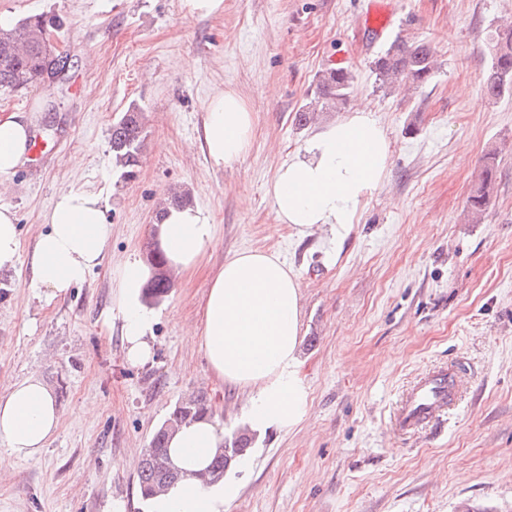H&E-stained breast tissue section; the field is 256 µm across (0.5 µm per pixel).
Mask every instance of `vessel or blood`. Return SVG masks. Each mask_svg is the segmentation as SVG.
I'll use <instances>...</instances> for the list:
<instances>
[{"instance_id":"obj_1","label":"vessel or blood","mask_w":512,"mask_h":512,"mask_svg":"<svg viewBox=\"0 0 512 512\" xmlns=\"http://www.w3.org/2000/svg\"><path fill=\"white\" fill-rule=\"evenodd\" d=\"M391 11L386 0H368L363 24L374 33L389 25ZM461 375L455 366L440 367L420 377L407 391L394 416V426L402 433H416L441 424L443 416L458 401Z\"/></svg>"}]
</instances>
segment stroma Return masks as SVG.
Returning <instances> with one entry per match:
<instances>
[{
  "label": "stroma",
  "mask_w": 512,
  "mask_h": 512,
  "mask_svg": "<svg viewBox=\"0 0 512 512\" xmlns=\"http://www.w3.org/2000/svg\"><path fill=\"white\" fill-rule=\"evenodd\" d=\"M366 0H224L202 17L181 0H0L20 21L57 14L65 80L0 88V113L30 114L47 144L39 164L5 176L0 205L21 249L70 188L102 193L112 237L105 260L66 296L29 286L25 261L0 292V394L30 376L62 412L38 455L0 473V512H146L139 462L176 402L203 394L225 431L243 398L212 378L189 333L212 271L245 249L278 251L302 288L304 421L256 438L253 466L228 512H512V94L488 100L489 38L512 0H391L393 24L372 38ZM436 51L417 90L380 85L374 59L396 38ZM355 75L345 111L367 107L391 143L379 190L360 208L336 262L318 236L276 224L266 187L309 137L296 111L333 62ZM232 89L255 119L244 159L213 169L194 145L206 100ZM143 113L134 178L112 165L110 129ZM496 181L481 223L466 200L484 158ZM187 186L215 237L201 265L158 305L153 360L127 362L111 313L110 266L146 259L158 200ZM463 368L464 396L438 429L397 434L402 392L432 365Z\"/></svg>",
  "instance_id": "1"
}]
</instances>
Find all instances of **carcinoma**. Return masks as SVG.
<instances>
[{
	"label": "carcinoma",
	"mask_w": 512,
	"mask_h": 512,
	"mask_svg": "<svg viewBox=\"0 0 512 512\" xmlns=\"http://www.w3.org/2000/svg\"><path fill=\"white\" fill-rule=\"evenodd\" d=\"M63 26L58 17L34 15L11 29H0V87L13 91L26 89L32 82L47 81L54 74L57 57L42 50L41 35L44 30L57 31ZM491 66L484 76L482 90L486 97L497 99L512 92V26L496 31L491 38ZM436 57L427 44H409L403 40L393 42L374 61L378 80L392 84L408 81L421 87L433 76ZM354 83L353 72L346 67L328 68L318 76L314 98L299 109L295 120L300 126L311 121L313 112H333L347 102ZM145 141L142 113L131 106L112 125L110 147L113 165L131 177L139 164V155ZM496 155L487 154L478 181L467 197L466 207L472 221L477 223L487 209L491 198ZM155 274L145 288L146 301H160L170 290V280L160 252L149 250ZM210 413L206 398L202 395L187 399L174 406L167 419L150 440L139 468V487L142 499H147L168 488L179 479L168 456L167 440L184 422ZM255 434L246 427L224 437V446L218 449L208 470V481L216 482L234 466L237 459L246 455Z\"/></svg>",
	"instance_id": "obj_1"
}]
</instances>
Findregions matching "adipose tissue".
Segmentation results:
<instances>
[{"mask_svg": "<svg viewBox=\"0 0 512 512\" xmlns=\"http://www.w3.org/2000/svg\"><path fill=\"white\" fill-rule=\"evenodd\" d=\"M32 122L25 115L0 114V175L28 161ZM255 120L244 99L220 90L207 100L198 145L212 167L241 161L254 137ZM391 159L383 126L358 108L315 131L282 164L269 183L276 221L301 237L320 234L329 259H336L364 202L379 188ZM45 226L28 255L30 285L50 297L83 283L105 256L112 228L101 194L82 189L60 192L43 213ZM215 233L209 215L197 207L172 208L154 227L158 246L175 274L193 272ZM151 265L129 258L114 266L112 308L120 319L125 357L134 365L154 356L156 310L142 299ZM210 374L231 392H245L244 418L258 434L292 430L306 417L310 393L302 376L301 285L281 256L247 249L226 257L212 274L203 318L192 330ZM61 412L45 382L29 377L0 395V472L15 459L37 455L59 427ZM224 443V429L206 417L183 424L168 443L184 478L155 496L149 512H225L241 491L237 479L215 484L197 480Z\"/></svg>", "mask_w": 512, "mask_h": 512, "instance_id": "1", "label": "adipose tissue"}]
</instances>
